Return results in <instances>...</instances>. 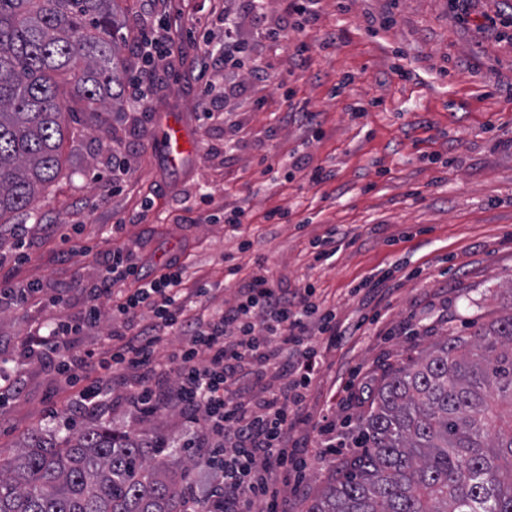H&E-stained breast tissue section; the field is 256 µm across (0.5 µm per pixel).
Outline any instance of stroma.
<instances>
[{
    "instance_id": "35a3bbf8",
    "label": "stroma",
    "mask_w": 512,
    "mask_h": 512,
    "mask_svg": "<svg viewBox=\"0 0 512 512\" xmlns=\"http://www.w3.org/2000/svg\"><path fill=\"white\" fill-rule=\"evenodd\" d=\"M252 0H157L150 20L167 24L177 46L146 106L87 111L73 99L58 178L41 191L35 216L0 224V281L40 283L58 305L0 309V371L19 376V393L0 406V452L31 431L62 436L99 421L118 431L165 434L176 458L187 433L161 408L135 420L119 380L106 384L101 412H76L75 389L52 361L23 355L36 326L74 318L103 257L132 251L144 269L180 260L184 282L207 284L221 308L263 258L281 288L314 286L339 318L364 308L352 288L378 270L403 267L400 287L364 325L324 356L307 401L313 418L332 414L337 448L312 438L306 478L290 499L309 497L357 453L359 420L383 374L449 334L467 336L512 308V42L496 41L459 21L449 0H318L316 18L289 15V0H265L266 22ZM237 25L249 53L238 79L223 67L201 71L197 47L220 42L222 15ZM288 19L287 38L267 23ZM307 42L306 66L293 65ZM262 68L264 79L251 77ZM316 113L314 125L302 120ZM178 118L188 152L171 158L159 143L166 118ZM332 176L311 183L310 168ZM244 208L243 233L224 224ZM285 213L279 224L268 212ZM28 241L16 257L15 227ZM336 229L331 264L314 260L312 243ZM359 370L355 397L337 391Z\"/></svg>"
}]
</instances>
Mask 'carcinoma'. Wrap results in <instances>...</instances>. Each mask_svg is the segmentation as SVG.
Wrapping results in <instances>:
<instances>
[{
	"label": "carcinoma",
	"instance_id": "cac0c4a2",
	"mask_svg": "<svg viewBox=\"0 0 512 512\" xmlns=\"http://www.w3.org/2000/svg\"><path fill=\"white\" fill-rule=\"evenodd\" d=\"M120 0H0V218L59 170V80L92 112L123 101ZM390 369L306 512H512V311ZM159 433L31 432L0 456V512H185L191 466Z\"/></svg>",
	"mask_w": 512,
	"mask_h": 512
}]
</instances>
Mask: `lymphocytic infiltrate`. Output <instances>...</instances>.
Returning <instances> with one entry per match:
<instances>
[{
    "label": "lymphocytic infiltrate",
    "mask_w": 512,
    "mask_h": 512,
    "mask_svg": "<svg viewBox=\"0 0 512 512\" xmlns=\"http://www.w3.org/2000/svg\"><path fill=\"white\" fill-rule=\"evenodd\" d=\"M180 264L146 273L133 253L103 261L101 276L86 288L78 321H58L47 335L25 338V352L56 362L60 373L82 387L77 408L102 405V384L129 375L132 406L163 403L191 428L193 456L213 473L193 485L187 512H289L285 491L300 477L297 435L309 421L308 393L325 351L342 344L354 327L335 310L315 302V288L288 295L265 266H257L233 301L210 313L190 314ZM135 288L121 292L127 281ZM112 299L117 325L99 352H73L70 338L101 318L98 302ZM180 336L167 363L155 360L165 337ZM173 377L157 391L137 370Z\"/></svg>",
    "instance_id": "lymphocytic-infiltrate-1"
}]
</instances>
